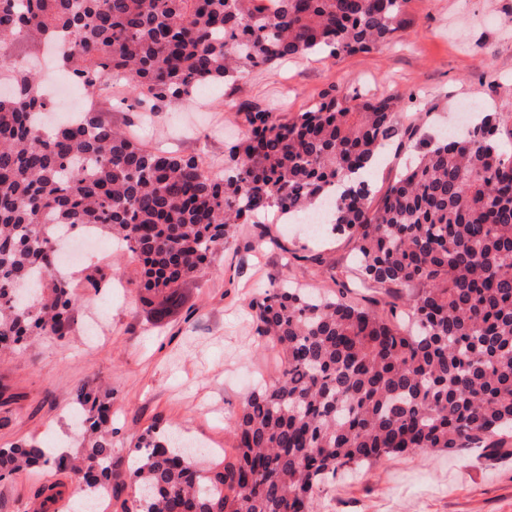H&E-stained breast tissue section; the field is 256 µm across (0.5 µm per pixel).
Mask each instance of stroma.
<instances>
[{
  "mask_svg": "<svg viewBox=\"0 0 512 512\" xmlns=\"http://www.w3.org/2000/svg\"><path fill=\"white\" fill-rule=\"evenodd\" d=\"M405 26L389 46L370 54L306 55L200 88L193 103L160 112L109 109L106 119L147 148L196 156L212 174L244 126L236 114L250 102L289 117L327 91L337 96L400 97L394 114L406 127L424 115L421 137L400 154H381L371 178L385 191L405 163L461 123V103L496 114L501 140L512 137V0H408ZM274 236L279 247L265 245ZM354 244L268 214L265 225L237 224L213 262L181 283L176 296L145 299L134 283L140 265L98 235L76 261L59 264L78 305L64 338L29 337L24 349L0 354V447L31 441L73 450L74 388L93 379L112 394V441L130 455L147 426L157 437L181 431L214 455L231 448L229 421L257 382L277 378V354L255 332L248 300L290 282L334 293L345 283L372 295L351 268ZM111 273L109 287L86 279ZM66 487L72 502L86 496L63 469L0 480V512H39L42 485ZM320 512H512V441L461 455L413 450L372 467L350 465L321 484Z\"/></svg>",
  "mask_w": 512,
  "mask_h": 512,
  "instance_id": "1",
  "label": "stroma"
}]
</instances>
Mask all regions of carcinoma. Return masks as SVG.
Instances as JSON below:
<instances>
[{
    "instance_id": "obj_1",
    "label": "carcinoma",
    "mask_w": 512,
    "mask_h": 512,
    "mask_svg": "<svg viewBox=\"0 0 512 512\" xmlns=\"http://www.w3.org/2000/svg\"><path fill=\"white\" fill-rule=\"evenodd\" d=\"M406 4L0 0V52L29 59L53 45L88 96L125 79L133 106L157 112L288 57L377 50L403 30ZM398 104L327 93L289 118L247 105L245 137L212 177L193 157L143 148L94 107L38 128L42 79L18 66L0 96V349L68 333L77 299L48 257L73 229L117 239L142 264L136 288L156 295L208 266L232 225L328 199L332 231L354 240L355 273L399 290L403 310L346 290H267L248 308L280 375L247 397L223 461L199 465L149 427L129 462L112 443L110 393L86 381L73 393L75 453L0 447V479L65 467L92 491L109 486L121 512H319L320 482L343 466L498 447L512 432V151L488 114L428 146L373 205L367 175L398 136ZM129 486L149 496L131 503ZM40 496L60 512L58 485Z\"/></svg>"
}]
</instances>
